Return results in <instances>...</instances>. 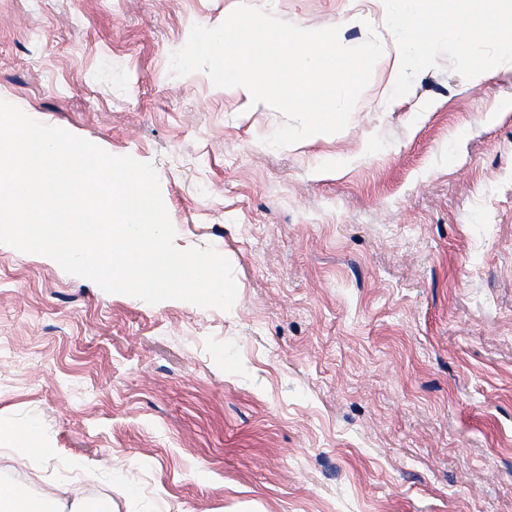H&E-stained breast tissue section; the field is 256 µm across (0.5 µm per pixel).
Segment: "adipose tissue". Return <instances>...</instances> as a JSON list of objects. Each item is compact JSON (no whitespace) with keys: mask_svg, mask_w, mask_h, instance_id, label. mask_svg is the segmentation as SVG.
Here are the masks:
<instances>
[{"mask_svg":"<svg viewBox=\"0 0 512 512\" xmlns=\"http://www.w3.org/2000/svg\"><path fill=\"white\" fill-rule=\"evenodd\" d=\"M397 48L413 63L432 60L448 36L468 43L477 36L498 38L512 29V0H386Z\"/></svg>","mask_w":512,"mask_h":512,"instance_id":"adipose-tissue-1","label":"adipose tissue"}]
</instances>
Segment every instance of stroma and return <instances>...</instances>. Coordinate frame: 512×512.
Here are the masks:
<instances>
[{"label":"stroma","instance_id":"35a3bbf8","mask_svg":"<svg viewBox=\"0 0 512 512\" xmlns=\"http://www.w3.org/2000/svg\"><path fill=\"white\" fill-rule=\"evenodd\" d=\"M239 2L0 0V99L151 163L176 245L238 289L150 305L0 244V482L112 512H512V49L418 67L382 0H247L383 48L343 132L274 148L281 113L169 68Z\"/></svg>","mask_w":512,"mask_h":512}]
</instances>
